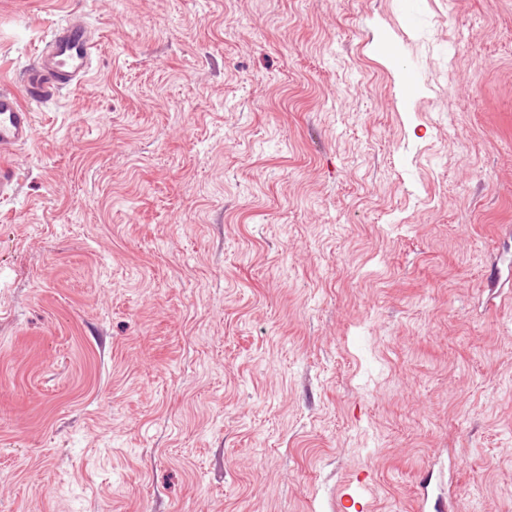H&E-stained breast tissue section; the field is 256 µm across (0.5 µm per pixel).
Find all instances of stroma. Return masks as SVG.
<instances>
[{
    "label": "stroma",
    "mask_w": 512,
    "mask_h": 512,
    "mask_svg": "<svg viewBox=\"0 0 512 512\" xmlns=\"http://www.w3.org/2000/svg\"><path fill=\"white\" fill-rule=\"evenodd\" d=\"M71 19L0 512H512V0H0V86Z\"/></svg>",
    "instance_id": "stroma-1"
}]
</instances>
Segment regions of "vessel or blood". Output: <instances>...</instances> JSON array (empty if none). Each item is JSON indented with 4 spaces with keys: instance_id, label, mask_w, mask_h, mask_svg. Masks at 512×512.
<instances>
[{
    "instance_id": "obj_1",
    "label": "vessel or blood",
    "mask_w": 512,
    "mask_h": 512,
    "mask_svg": "<svg viewBox=\"0 0 512 512\" xmlns=\"http://www.w3.org/2000/svg\"><path fill=\"white\" fill-rule=\"evenodd\" d=\"M93 48L94 36L86 26L60 25L23 75L22 90L0 88V200H9L16 190L10 156L34 135L30 102L51 99L79 85L91 68Z\"/></svg>"
}]
</instances>
